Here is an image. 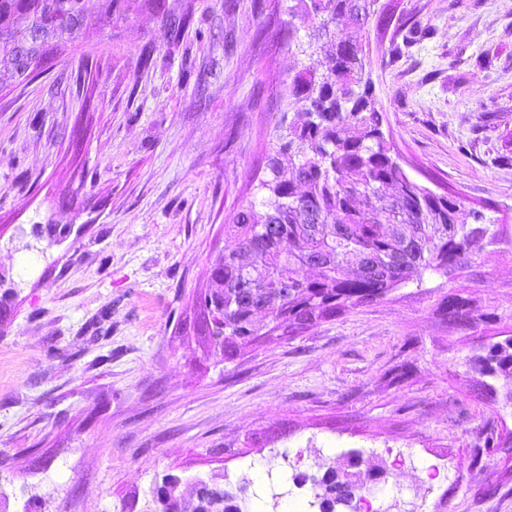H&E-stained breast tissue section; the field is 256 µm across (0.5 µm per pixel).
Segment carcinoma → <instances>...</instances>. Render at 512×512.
<instances>
[{
	"mask_svg": "<svg viewBox=\"0 0 512 512\" xmlns=\"http://www.w3.org/2000/svg\"><path fill=\"white\" fill-rule=\"evenodd\" d=\"M0 0V55L25 51L23 17L49 28L31 49L26 79L45 71L49 60L72 47L82 26L81 0ZM378 0H296L311 22L302 53L309 64L291 84L303 120L288 124L277 154L268 157L261 200L232 217L233 245L210 269V287L224 289V337L211 347L232 360L264 340L296 336L319 320L374 302L423 273L466 266L480 250L457 197L437 196L412 180L394 156L383 131L384 116L366 78L365 45L340 36L364 30ZM290 161L282 166L281 156ZM325 263L303 274L310 255ZM478 370L512 377V341L477 358ZM312 482L324 488L320 512L352 507L353 487L334 468ZM225 490L202 485L199 499L215 507Z\"/></svg>",
	"mask_w": 512,
	"mask_h": 512,
	"instance_id": "cac0c4a2",
	"label": "carcinoma"
}]
</instances>
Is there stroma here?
I'll return each instance as SVG.
<instances>
[{
    "mask_svg": "<svg viewBox=\"0 0 512 512\" xmlns=\"http://www.w3.org/2000/svg\"><path fill=\"white\" fill-rule=\"evenodd\" d=\"M293 4L133 0L106 25L83 0L80 46L0 87L8 512H153L170 474L276 512L328 466L383 512H512V378L473 365L512 338V0H391L358 36L405 172L497 230L475 263L229 362L201 333L224 226L298 117Z\"/></svg>",
    "mask_w": 512,
    "mask_h": 512,
    "instance_id": "obj_1",
    "label": "stroma"
}]
</instances>
